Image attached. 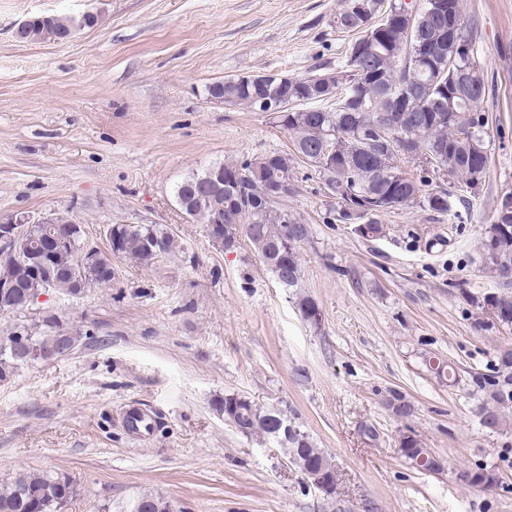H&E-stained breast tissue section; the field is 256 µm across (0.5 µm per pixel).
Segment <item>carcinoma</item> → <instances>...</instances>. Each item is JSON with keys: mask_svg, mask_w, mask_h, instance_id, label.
<instances>
[{"mask_svg": "<svg viewBox=\"0 0 512 512\" xmlns=\"http://www.w3.org/2000/svg\"><path fill=\"white\" fill-rule=\"evenodd\" d=\"M360 0H343L336 13V28L354 33L344 60L336 67V93L320 82L322 73L310 72L292 77L285 91H277L285 107L278 123L292 137L294 150L274 152V163L262 171L260 179L250 178L256 158L220 162L224 176L236 178V186L215 191L208 186L209 170L192 172L174 189L175 202L185 201L180 211L192 220L209 225L214 215L224 216V250L238 247L235 239L243 228L262 263L275 278L288 277L292 299L302 319L317 326L321 315L317 303L301 289L302 269L299 249L309 241L308 224L288 209L286 198L296 192L297 164L303 162L318 173L322 182L336 184L335 202L326 216L328 224H348L351 216L342 200L350 196H370L383 208L367 224L366 237L384 234L379 217L402 207L419 205L440 214L458 217L456 204L466 196H476L486 175L491 130L485 103L489 85L484 65L476 58L452 59L456 43L473 45V38L462 0H422L415 12L402 10L401 0H366L368 11L357 9ZM97 17L39 16L28 21L22 41L67 40L76 29L95 25ZM224 96L231 107L254 110V100L268 89L226 79L210 88ZM334 101V106L321 103ZM335 140L336 152L324 154V139ZM417 164L418 173L409 174L401 161ZM449 178L452 188L438 178ZM277 183L284 192L275 199L266 196L264 183ZM125 251V259L140 267L159 261L149 245L162 244V255L181 249L175 237L155 224H115ZM43 233L31 240L32 253L45 256L55 271L53 292L66 300L77 299L86 289L100 286L99 270L108 258L100 254L90 266L79 263L75 251L51 249ZM482 262L500 283L502 290L471 298L481 311H492L497 324L512 326V193L503 195L491 224L481 238ZM14 287L0 290V314L16 322L0 339V382L10 380L18 369L37 360L59 356L61 344L75 346L77 337L62 325L57 311L48 307L31 314L26 310L28 296L43 291V283L21 264L9 270ZM22 332L28 348L41 353L31 357L14 343L11 336ZM483 420L488 429L500 426V413L512 408V348L499 350L495 374L483 379ZM244 410L245 418L228 417L229 407ZM392 415L407 419L413 405L399 393L390 402ZM224 420L245 436L274 439L279 428L288 424L296 433L288 437V455L301 471L320 469L324 450L310 434L277 407L260 406L242 394H226L219 402ZM402 456L414 463L423 448L416 433L399 441ZM470 486L487 489L496 483V474L478 466L461 472ZM73 495V484L66 476L20 470L6 481L0 480V512H63ZM169 512L161 497L143 494L129 504V510Z\"/></svg>", "mask_w": 512, "mask_h": 512, "instance_id": "cac0c4a2", "label": "carcinoma"}]
</instances>
